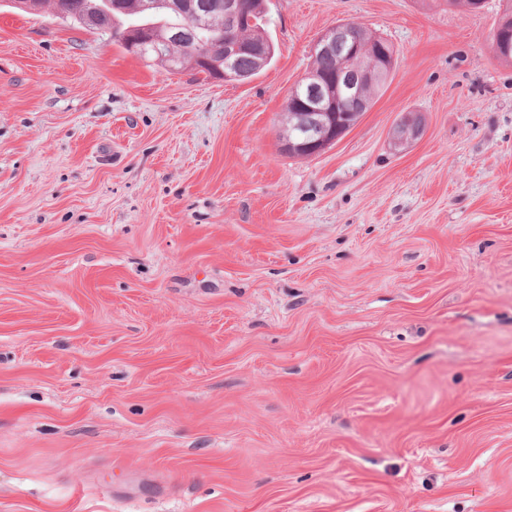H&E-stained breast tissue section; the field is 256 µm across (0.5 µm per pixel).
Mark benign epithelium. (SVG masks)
<instances>
[{
  "label": "benign epithelium",
  "mask_w": 512,
  "mask_h": 512,
  "mask_svg": "<svg viewBox=\"0 0 512 512\" xmlns=\"http://www.w3.org/2000/svg\"><path fill=\"white\" fill-rule=\"evenodd\" d=\"M125 6V0H107V7L84 8L78 16L85 26L108 29L111 18L125 12ZM170 6L185 17V23L171 38L185 45L194 43L199 30L208 25L213 11L224 7V55L217 57L211 53H201L197 61L201 67L213 71L226 81L243 79L235 70L236 60L241 54L254 55L255 61L261 66L273 54V47L269 43L254 44L242 40L241 30L252 26L254 20L244 13L241 0H224L222 5L213 0H173ZM350 27L348 22H338L323 30L314 41L313 55L334 53L339 47L344 62L336 75L330 77L311 69L294 87L293 96L298 98L301 108L288 113L280 135L282 150L292 156L312 157L336 142L354 126L353 122L339 118L338 112L343 102L354 97L361 102L360 111H368L371 108L368 101L370 91L388 79L393 71L391 59L350 39ZM150 34L151 26L148 24L125 32L127 51L144 59V49L149 44L157 58H163L161 46L167 44V41L154 40ZM422 132L420 116L406 112L392 128V145L397 150L404 149Z\"/></svg>",
  "instance_id": "1"
}]
</instances>
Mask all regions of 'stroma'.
I'll use <instances>...</instances> for the list:
<instances>
[{"instance_id": "1", "label": "stroma", "mask_w": 512, "mask_h": 512, "mask_svg": "<svg viewBox=\"0 0 512 512\" xmlns=\"http://www.w3.org/2000/svg\"><path fill=\"white\" fill-rule=\"evenodd\" d=\"M502 11L266 0L227 82L0 0V512H512ZM340 21L397 64L289 156ZM423 132L422 122L417 113L406 112L391 131V141L394 149H405Z\"/></svg>"}]
</instances>
